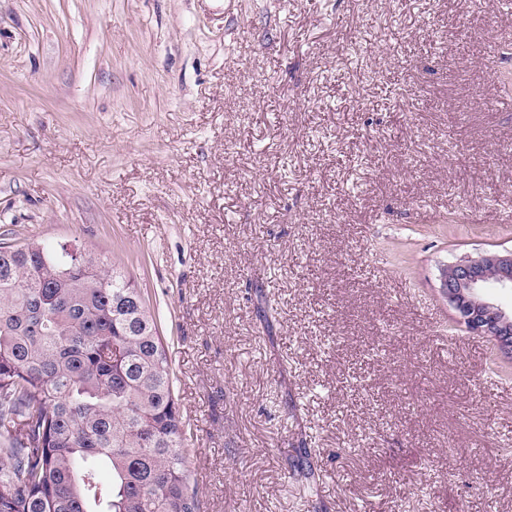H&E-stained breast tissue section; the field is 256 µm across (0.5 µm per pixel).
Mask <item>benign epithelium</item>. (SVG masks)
Returning <instances> with one entry per match:
<instances>
[{
	"label": "benign epithelium",
	"mask_w": 512,
	"mask_h": 512,
	"mask_svg": "<svg viewBox=\"0 0 512 512\" xmlns=\"http://www.w3.org/2000/svg\"><path fill=\"white\" fill-rule=\"evenodd\" d=\"M440 288L457 321L473 336L487 338L512 357V311L485 295L490 283L512 288V249L463 257L440 270Z\"/></svg>",
	"instance_id": "benign-epithelium-1"
}]
</instances>
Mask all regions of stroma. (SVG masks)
Returning <instances> with one entry per match:
<instances>
[{"mask_svg": "<svg viewBox=\"0 0 512 512\" xmlns=\"http://www.w3.org/2000/svg\"><path fill=\"white\" fill-rule=\"evenodd\" d=\"M501 0H0V243L154 313L201 512H512V360L442 264L512 247Z\"/></svg>", "mask_w": 512, "mask_h": 512, "instance_id": "35a3bbf8", "label": "stroma"}]
</instances>
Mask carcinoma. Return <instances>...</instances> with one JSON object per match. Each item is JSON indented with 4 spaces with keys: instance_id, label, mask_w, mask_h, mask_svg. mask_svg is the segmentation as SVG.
<instances>
[{
    "instance_id": "carcinoma-1",
    "label": "carcinoma",
    "mask_w": 512,
    "mask_h": 512,
    "mask_svg": "<svg viewBox=\"0 0 512 512\" xmlns=\"http://www.w3.org/2000/svg\"><path fill=\"white\" fill-rule=\"evenodd\" d=\"M131 291L78 249L0 246V512H200L171 362Z\"/></svg>"
}]
</instances>
